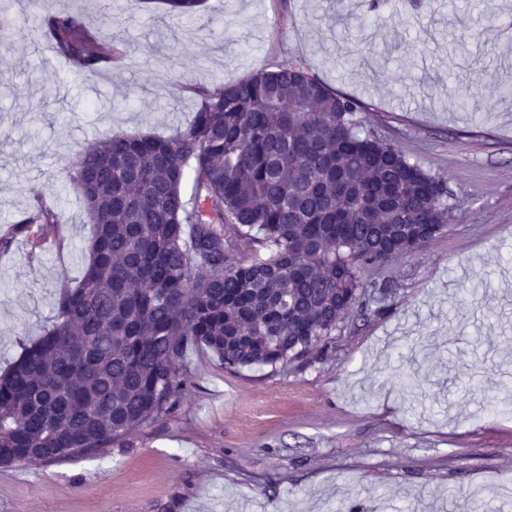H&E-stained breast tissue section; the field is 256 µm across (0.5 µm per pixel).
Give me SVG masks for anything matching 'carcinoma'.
I'll return each mask as SVG.
<instances>
[{
  "instance_id": "carcinoma-1",
  "label": "carcinoma",
  "mask_w": 512,
  "mask_h": 512,
  "mask_svg": "<svg viewBox=\"0 0 512 512\" xmlns=\"http://www.w3.org/2000/svg\"><path fill=\"white\" fill-rule=\"evenodd\" d=\"M192 18L204 0H161ZM336 24L379 21L380 0ZM36 29L78 74L112 46L73 14L40 5ZM191 123L169 137H96L69 169L94 226L78 285L51 327L0 375V467L103 453L171 414L191 387L189 346L224 368L275 367L366 305L357 274L410 253L453 216L443 181L365 131L361 103L284 61L246 79L196 89ZM193 173V195L183 182ZM34 210L0 244L59 223Z\"/></svg>"
}]
</instances>
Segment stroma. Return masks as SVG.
Instances as JSON below:
<instances>
[{
  "label": "stroma",
  "mask_w": 512,
  "mask_h": 512,
  "mask_svg": "<svg viewBox=\"0 0 512 512\" xmlns=\"http://www.w3.org/2000/svg\"><path fill=\"white\" fill-rule=\"evenodd\" d=\"M333 0H206L195 20L161 0H52L118 47L89 78L57 57L13 0L18 34L0 45V229L40 189L60 244L25 235L0 248V374L51 327L88 262L93 226L68 169L96 135L168 136L190 122L196 88L290 60L356 97L365 128L444 180L453 220L407 256L359 271L386 289L352 309L331 339L288 364L232 372L206 349L180 365L192 387L175 412L124 446L41 466L0 468V512H476L482 492L512 512V0H479L464 20L381 0L385 21L331 30ZM465 36L462 89L487 104L457 110L448 44ZM360 66L336 76L340 46ZM490 280L471 299V283ZM417 374L420 384L399 385ZM480 390L465 394L470 375Z\"/></svg>",
  "instance_id": "1"
}]
</instances>
